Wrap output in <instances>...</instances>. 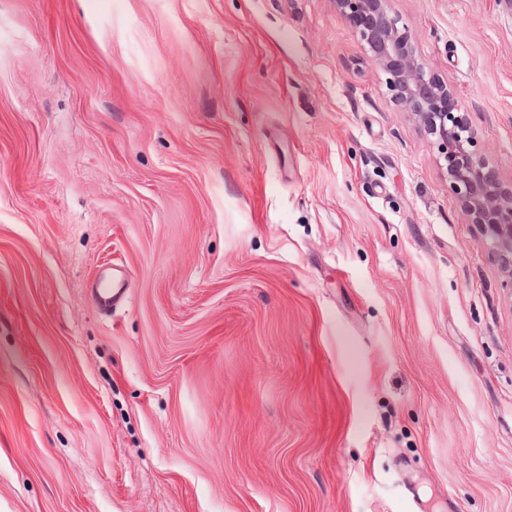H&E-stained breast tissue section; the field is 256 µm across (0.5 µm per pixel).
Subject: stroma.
<instances>
[{"label":"stroma","mask_w":512,"mask_h":512,"mask_svg":"<svg viewBox=\"0 0 512 512\" xmlns=\"http://www.w3.org/2000/svg\"><path fill=\"white\" fill-rule=\"evenodd\" d=\"M392 8L511 181L512 0ZM386 79L333 0H0V512H512V287ZM129 288L130 279L126 268L121 265H113L111 284H107L106 288L98 289V296L104 305L116 306L127 298Z\"/></svg>","instance_id":"obj_1"}]
</instances>
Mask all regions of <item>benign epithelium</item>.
<instances>
[{
    "label": "benign epithelium",
    "mask_w": 512,
    "mask_h": 512,
    "mask_svg": "<svg viewBox=\"0 0 512 512\" xmlns=\"http://www.w3.org/2000/svg\"><path fill=\"white\" fill-rule=\"evenodd\" d=\"M355 28L370 57L388 75L392 101L437 144L448 182L507 285L512 287V183L476 149L477 133L452 89L428 70L410 33L398 25L392 0H333Z\"/></svg>",
    "instance_id": "1"
}]
</instances>
